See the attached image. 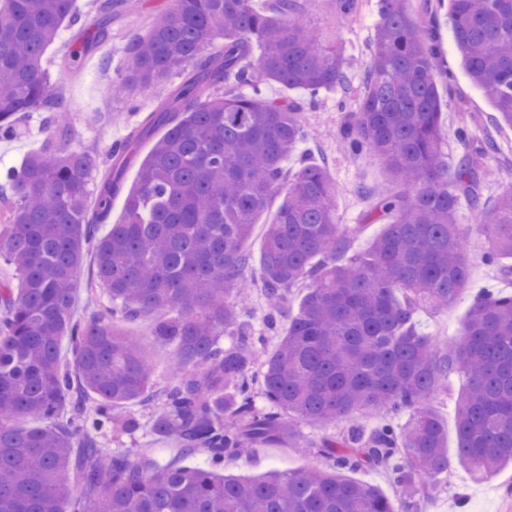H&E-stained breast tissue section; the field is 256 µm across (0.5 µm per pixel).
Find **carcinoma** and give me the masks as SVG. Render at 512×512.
Returning a JSON list of instances; mask_svg holds the SVG:
<instances>
[{
  "mask_svg": "<svg viewBox=\"0 0 512 512\" xmlns=\"http://www.w3.org/2000/svg\"><path fill=\"white\" fill-rule=\"evenodd\" d=\"M74 4L0 0L1 136L27 112L61 107L43 56L64 25L78 23ZM449 4L462 66L493 103L490 122L512 127V0ZM174 71L181 84L111 147L93 214L86 201L99 152L65 149L58 124L0 183L11 217L0 259L21 281L17 292L0 284V512H409L411 498L448 473L447 430L429 401L452 374L467 381L454 403L457 459L484 479L511 465L512 294L478 297L452 349L414 318L421 306L447 309L468 286L462 201L491 241L482 261L512 274L500 263L512 257V193L492 208L483 201L482 160L495 156V143L480 142L452 169L442 150L434 14L411 0H378L359 108L342 138L350 155L379 157L394 189L362 214L384 225L362 254L351 253L361 225L336 222L327 167L304 158L285 172L307 136L300 104L258 89L269 80L312 98L350 90L341 44L315 33L304 0H270L262 10L252 0H175L133 44L129 82L148 90ZM158 128L164 134L124 190L135 145ZM122 192L124 220L94 236ZM281 193L258 284L263 330L278 332L285 316L288 330L267 353L234 297L247 290L244 243L255 218ZM89 248L111 306L79 319L73 284ZM304 280L310 287L293 313L289 290ZM147 315L173 350L161 388L125 329ZM64 336L71 363L61 356ZM155 402L150 433L204 453L208 466L104 447L117 410ZM398 410L410 412L400 426L390 419ZM336 421L346 427L331 438L300 430ZM268 445L315 448L329 468L221 473L224 459ZM367 468L388 472L404 498L395 503L347 476Z\"/></svg>",
  "mask_w": 512,
  "mask_h": 512,
  "instance_id": "1",
  "label": "carcinoma"
}]
</instances>
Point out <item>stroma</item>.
Here are the masks:
<instances>
[{"label": "stroma", "instance_id": "1", "mask_svg": "<svg viewBox=\"0 0 512 512\" xmlns=\"http://www.w3.org/2000/svg\"><path fill=\"white\" fill-rule=\"evenodd\" d=\"M101 0H76L80 21L64 27L60 38L45 52L43 66L50 83L62 100L70 117L68 149L95 143L108 150L112 142L125 141L131 130L146 113L166 98L183 79L172 73L168 81L146 91L124 88L127 75L128 49L135 37L145 35L154 16L170 11L174 0H137L136 12L105 17ZM442 22L438 35L446 52L447 66L454 75V93L442 100V122L446 130L443 150L449 165H456L469 148L455 135L462 115L492 112L489 98L476 87L464 72L453 44L446 9H439ZM305 16L323 32L339 36L350 62L352 77H360L370 55L369 46L378 19L377 0H359L351 17L338 16L333 0H305ZM262 90L272 98H290L300 102V120L308 131L303 140L284 162L288 171H295L303 157L327 161L336 184V215L339 223H358L368 202L357 192L367 186L374 193L389 192L393 183L383 164L375 157L351 158L344 154L341 133L352 112L358 108L356 93L342 95L336 91L322 93L319 101H309L303 92L290 90L275 83L263 84ZM43 112H32L19 123L15 134L0 139V175L12 166L20 165L31 153L39 150L50 131ZM458 223L462 240L471 258L470 282L448 310L436 312L428 308L418 311L420 330L437 338H456L475 300L482 293L496 291L512 294V277H505L496 267L485 265L481 256L488 250L487 237L474 227L473 213L468 204H461ZM107 447L158 448L164 459L179 458L182 466L202 465L204 454L179 455L174 442L150 436L141 429L134 436L110 439ZM323 460L313 449L260 448L240 455L224 465L225 473L238 477H255L271 469L300 471L322 465ZM422 512H512V470L497 477L478 481L459 463H451L447 477L441 481L437 495L421 500Z\"/></svg>", "mask_w": 512, "mask_h": 512}]
</instances>
